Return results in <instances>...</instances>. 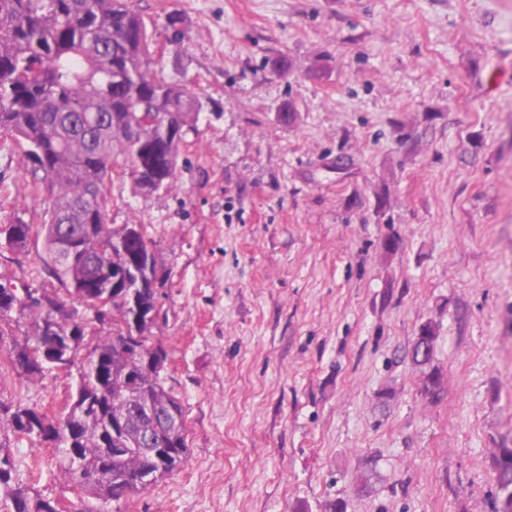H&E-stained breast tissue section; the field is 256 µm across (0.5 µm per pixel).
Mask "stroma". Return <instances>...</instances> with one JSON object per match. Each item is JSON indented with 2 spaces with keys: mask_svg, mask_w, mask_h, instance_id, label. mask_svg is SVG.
Returning a JSON list of instances; mask_svg holds the SVG:
<instances>
[{
  "mask_svg": "<svg viewBox=\"0 0 512 512\" xmlns=\"http://www.w3.org/2000/svg\"><path fill=\"white\" fill-rule=\"evenodd\" d=\"M132 2L163 76L204 104L175 187L113 175L109 213L157 245L148 342L189 456L106 502L22 438L21 479L68 512H493L512 446V0ZM30 181L0 134V224L36 221ZM7 281L49 285L36 253L0 248ZM426 323L436 397L407 357ZM76 378L1 365L0 400L59 418Z\"/></svg>",
  "mask_w": 512,
  "mask_h": 512,
  "instance_id": "35a3bbf8",
  "label": "stroma"
}]
</instances>
